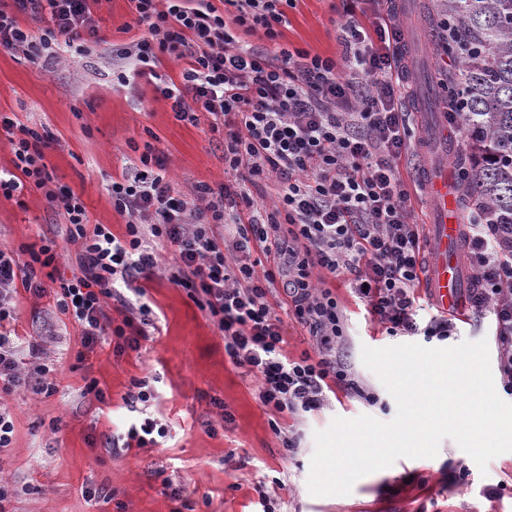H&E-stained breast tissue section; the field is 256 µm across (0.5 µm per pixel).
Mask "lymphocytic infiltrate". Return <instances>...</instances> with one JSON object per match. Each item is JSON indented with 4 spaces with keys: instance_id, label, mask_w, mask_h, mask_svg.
Returning a JSON list of instances; mask_svg holds the SVG:
<instances>
[{
    "instance_id": "obj_1",
    "label": "lymphocytic infiltrate",
    "mask_w": 512,
    "mask_h": 512,
    "mask_svg": "<svg viewBox=\"0 0 512 512\" xmlns=\"http://www.w3.org/2000/svg\"><path fill=\"white\" fill-rule=\"evenodd\" d=\"M97 2L0 0V50L33 61L48 49L83 54L99 39ZM129 2L133 26L147 34L120 53V83L154 81L177 119L203 115L223 130L224 170L234 180L185 194L157 148L146 146L111 184L112 206L127 218L118 236L90 223L80 195L55 181L47 162L54 137L0 114L14 155L12 169H0V198L41 192L69 224L78 259L66 278L53 239L0 249V394L55 391L43 336L27 343L31 370L20 365L9 329L18 290L39 297L55 287L56 308L78 324L83 352L109 336L117 351H135L154 323L138 282L161 269L217 326L264 407L292 418L315 413L335 387L372 401L347 362L345 319L326 277L346 282L388 335L445 339L454 329L441 314L418 320L427 242L401 163L423 143L403 106L412 90L395 10H348L336 22L335 59L280 46L297 0ZM255 33L261 44L248 42ZM164 57L180 65L179 79L157 73ZM262 177L277 184L269 205L250 192ZM464 242L469 304L494 317L498 368L512 394V233L479 221L466 225ZM112 298L127 311L118 325L105 309ZM282 308L308 331L316 356L285 354Z\"/></svg>"
}]
</instances>
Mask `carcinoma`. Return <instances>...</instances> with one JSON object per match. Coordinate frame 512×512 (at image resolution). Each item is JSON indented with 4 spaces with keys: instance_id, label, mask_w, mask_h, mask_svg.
<instances>
[{
    "instance_id": "1",
    "label": "carcinoma",
    "mask_w": 512,
    "mask_h": 512,
    "mask_svg": "<svg viewBox=\"0 0 512 512\" xmlns=\"http://www.w3.org/2000/svg\"><path fill=\"white\" fill-rule=\"evenodd\" d=\"M448 16V105L469 136L474 160L461 182L471 203L512 225V0H439Z\"/></svg>"
}]
</instances>
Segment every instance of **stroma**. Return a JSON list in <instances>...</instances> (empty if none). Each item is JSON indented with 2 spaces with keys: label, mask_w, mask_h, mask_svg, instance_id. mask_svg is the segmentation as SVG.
Instances as JSON below:
<instances>
[{
  "label": "stroma",
  "mask_w": 512,
  "mask_h": 512,
  "mask_svg": "<svg viewBox=\"0 0 512 512\" xmlns=\"http://www.w3.org/2000/svg\"><path fill=\"white\" fill-rule=\"evenodd\" d=\"M399 22L408 35V82L421 127L447 109L445 86L454 65L444 55L434 29L433 0H400ZM342 0H299L288 13L282 42L324 56L338 52L333 20ZM128 0H100L99 41L87 53L62 54L32 63L23 52L0 51V113L45 127L57 146L48 160L55 178L72 187L94 224L125 231L126 218L112 207L110 185L121 178L133 145L152 143L183 190L224 180V136L206 120H177L152 84L120 86L116 50L135 43L138 30H125ZM65 242L68 226L41 193L21 201L0 200V248L15 249L42 238ZM325 285L343 308L348 362L356 377L377 397L368 403L337 389L318 414L299 419L275 417L257 397V383L224 351V338L184 289L159 273L144 281L145 300L159 319L138 350L116 353L110 342L86 358L77 324L58 317L56 334L46 342L48 359H60L57 389L48 397L17 392L5 402L14 416L10 448L0 452V479L13 493L15 512H259L256 486L275 500L278 512H512V453L492 459L486 470L453 439L445 438L433 458H401L361 477L350 494L316 497L307 480L314 433L334 418L361 415L391 421L396 401L362 363L361 350L401 344L373 322L363 305L336 279ZM20 338L40 332L55 297L17 295ZM153 377L154 398L147 414L167 429L157 444L127 451L111 441L132 418L124 397L132 380ZM98 380L105 402L84 395ZM231 415L222 421L221 412ZM297 439L283 446V431ZM469 476L457 484L459 462ZM103 488L88 499L87 487ZM183 487L181 499L171 490Z\"/></svg>",
  "instance_id": "35a3bbf8"
}]
</instances>
